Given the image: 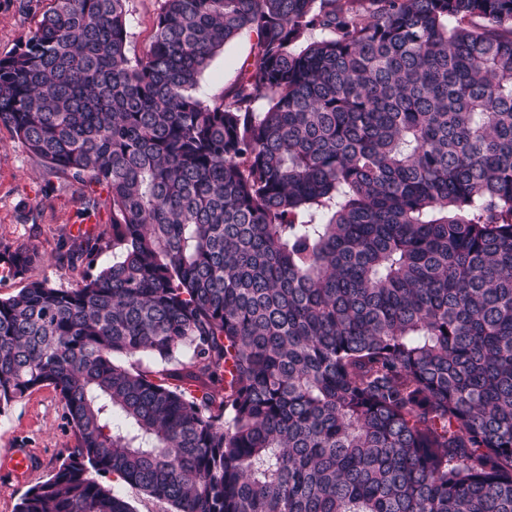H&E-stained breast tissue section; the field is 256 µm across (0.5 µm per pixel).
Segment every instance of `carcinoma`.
Masks as SVG:
<instances>
[{"instance_id": "cac0c4a2", "label": "carcinoma", "mask_w": 512, "mask_h": 512, "mask_svg": "<svg viewBox=\"0 0 512 512\" xmlns=\"http://www.w3.org/2000/svg\"><path fill=\"white\" fill-rule=\"evenodd\" d=\"M52 2L0 126L111 241L0 299V414L51 387L75 437L15 512H134L104 474L171 512H512V0H163L141 57L128 0ZM254 34L244 33L224 46L204 72L197 94L202 97H218L237 79L240 67L250 56L255 43Z\"/></svg>"}]
</instances>
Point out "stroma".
Returning <instances> with one entry per match:
<instances>
[{
  "instance_id": "35a3bbf8",
  "label": "stroma",
  "mask_w": 512,
  "mask_h": 512,
  "mask_svg": "<svg viewBox=\"0 0 512 512\" xmlns=\"http://www.w3.org/2000/svg\"><path fill=\"white\" fill-rule=\"evenodd\" d=\"M50 0H0V57L9 55L20 39L34 31ZM161 0H129V51L144 55L155 33ZM255 35L242 34L226 44L204 72L198 95L220 96L235 82L249 57ZM84 191L80 183L49 174L40 159L0 128V243L26 245L41 256L26 278L0 279V298L15 295L26 280L48 279L57 286L79 280V270L57 261L61 239L76 219ZM75 445L63 404L49 387L15 402L0 415V457L17 448L34 453L39 464L19 478L0 476V512H15L20 496L44 481Z\"/></svg>"
}]
</instances>
